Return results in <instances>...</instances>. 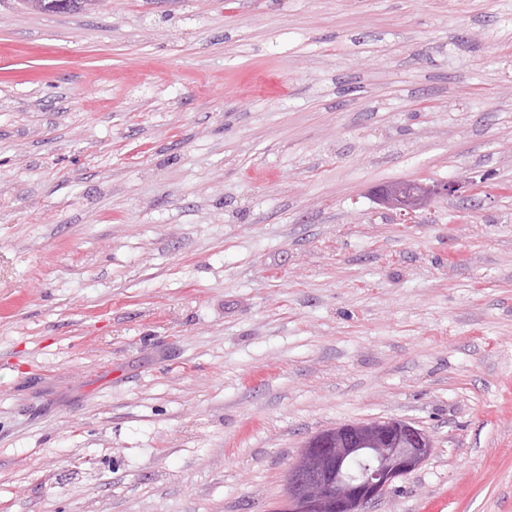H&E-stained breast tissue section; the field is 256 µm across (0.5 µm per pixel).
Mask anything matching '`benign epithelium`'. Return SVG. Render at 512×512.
Masks as SVG:
<instances>
[{"mask_svg": "<svg viewBox=\"0 0 512 512\" xmlns=\"http://www.w3.org/2000/svg\"><path fill=\"white\" fill-rule=\"evenodd\" d=\"M457 184L427 185L403 181L377 189L378 201L406 224ZM421 429L397 419L343 424L311 437L288 469L289 512H366L398 478L410 473L432 452Z\"/></svg>", "mask_w": 512, "mask_h": 512, "instance_id": "benign-epithelium-1", "label": "benign epithelium"}]
</instances>
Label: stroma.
Returning <instances> with one entry per match:
<instances>
[{"label":"stroma","mask_w":512,"mask_h":512,"mask_svg":"<svg viewBox=\"0 0 512 512\" xmlns=\"http://www.w3.org/2000/svg\"><path fill=\"white\" fill-rule=\"evenodd\" d=\"M388 418L369 512H512V0H0V512H283ZM457 191V184L448 182L441 185H427L418 181H403L377 189L378 201L385 207L396 210L400 220L406 224L416 223L420 212L428 209L431 201L440 195ZM421 429L397 419L343 424L311 437L288 469L289 512H366L432 452ZM334 457L324 467L316 463Z\"/></svg>","instance_id":"obj_1"}]
</instances>
